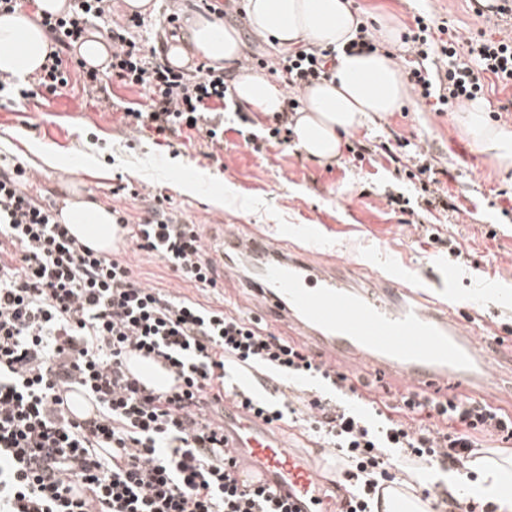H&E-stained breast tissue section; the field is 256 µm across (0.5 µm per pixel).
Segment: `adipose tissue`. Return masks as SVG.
<instances>
[{
    "label": "adipose tissue",
    "instance_id": "adipose-tissue-1",
    "mask_svg": "<svg viewBox=\"0 0 512 512\" xmlns=\"http://www.w3.org/2000/svg\"><path fill=\"white\" fill-rule=\"evenodd\" d=\"M35 5L32 17L0 14V72L23 79L44 64L51 47L37 18L66 12L68 0H36ZM245 10L253 32L273 38L279 46L314 42L340 49L332 78L306 89L305 106L295 118L296 146L307 156L335 158L343 133L367 118L397 111L407 97L403 75L389 56L344 54L360 23L351 0H247ZM198 56L212 67H231L241 56L237 30L224 27L213 16L189 18L186 35L171 38L166 57L171 66L184 67ZM233 86L237 103L248 111L268 115L285 109L284 90L262 75L241 73ZM459 121L479 152L504 162L512 160V129L488 125L482 105L470 104ZM60 221L95 249L110 251L117 240L119 226L111 211L99 204L67 201ZM479 489L494 496L498 512H512V460L485 463Z\"/></svg>",
    "mask_w": 512,
    "mask_h": 512
}]
</instances>
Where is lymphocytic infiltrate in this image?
<instances>
[{
	"instance_id": "lymphocytic-infiltrate-1",
	"label": "lymphocytic infiltrate",
	"mask_w": 512,
	"mask_h": 512,
	"mask_svg": "<svg viewBox=\"0 0 512 512\" xmlns=\"http://www.w3.org/2000/svg\"><path fill=\"white\" fill-rule=\"evenodd\" d=\"M111 12L112 0H69L67 12L41 18L55 49L40 69V86L59 94L75 68L84 87L106 98L110 79H118L147 93L141 107L124 108L126 126L164 136L191 128L223 148L220 107L229 91L223 72L204 63L188 72L144 51L132 35L141 14L106 29L112 45L106 69L71 60L90 21ZM414 22L401 37L410 55L408 79L437 111L481 98L487 80L512 85V31L463 41L444 26L437 40L425 16ZM336 56L335 47L314 44L283 53L280 71L291 95L269 138L286 130L302 90L331 79ZM382 150L389 162L410 160L427 176V207L448 209L430 152L403 137ZM24 178L21 167L0 170V512H289L271 493L236 483L235 461L224 448V406L249 409L276 426L296 410L287 397L271 400L227 382V364L291 379L308 374L344 395L358 394L362 379L316 361L255 318L138 284L126 259L72 236L53 205L27 192ZM115 222L182 280L217 288L220 259L206 251L199 225L169 212L163 196H155L139 223L121 216ZM133 351L163 364L181 387L161 391L129 377L124 362ZM64 388L95 399L93 422L64 415L58 397ZM364 403L363 413L316 395L306 404L308 431L345 466L349 489L337 496L336 512H374L381 490L396 483L394 452L451 472L474 457L476 436L512 439L511 413L467 397L405 391L391 403L373 395ZM75 480L89 498L71 497Z\"/></svg>"
}]
</instances>
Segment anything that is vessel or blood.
Returning a JSON list of instances; mask_svg holds the SVG:
<instances>
[{
  "mask_svg": "<svg viewBox=\"0 0 512 512\" xmlns=\"http://www.w3.org/2000/svg\"><path fill=\"white\" fill-rule=\"evenodd\" d=\"M241 251L250 259L245 287L271 317L293 325L319 347L327 362L347 356L372 366L374 375L401 378L412 391L447 377L478 401L492 384L512 390V375H502L497 347L476 343L479 328L464 327L451 308L421 307L409 287L395 280L362 283L350 268L312 264L263 235L246 234L242 225L225 229V273L233 272V257ZM60 398L72 420L98 413L82 390L61 392ZM224 447L237 461L239 483L273 491L290 512H332L334 501L318 469L263 419L225 411Z\"/></svg>",
  "mask_w": 512,
  "mask_h": 512,
  "instance_id": "obj_1",
  "label": "vessel or blood"
}]
</instances>
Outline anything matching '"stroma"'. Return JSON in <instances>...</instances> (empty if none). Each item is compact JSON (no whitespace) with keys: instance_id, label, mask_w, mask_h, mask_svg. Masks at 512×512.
Instances as JSON below:
<instances>
[{"instance_id":"35a3bbf8","label":"stroma","mask_w":512,"mask_h":512,"mask_svg":"<svg viewBox=\"0 0 512 512\" xmlns=\"http://www.w3.org/2000/svg\"><path fill=\"white\" fill-rule=\"evenodd\" d=\"M353 7L370 34L377 37L386 23L397 30V39L377 37L376 45L399 64L405 57L400 35L417 12H429L435 23H448L466 37L495 30L494 16H476L469 0H353ZM224 23L238 30L244 55L264 60L262 75L280 82L275 42L256 39L235 12ZM24 86L28 97L0 100V139L10 142L5 155L27 169L29 192L44 201L78 197L117 210L134 224L147 216L152 195L161 194L171 212L201 225L207 252L221 249L225 225L244 224L313 261L332 259L367 278L407 281L424 302L476 304L490 336L512 331V163L472 149L460 129L459 108L436 112L409 93L399 110L343 134L335 159L321 160L292 141L254 153L244 132L266 136L272 119L254 112L240 117L233 100L224 113V148L216 152L204 133L193 130L166 138L130 132L120 113L94 104L79 77L58 95L46 93L31 76ZM395 134L426 146L448 168L443 187L454 210L424 212L420 219L441 236L454 237L465 263L450 261L447 246L429 242L408 224L402 203L416 198L414 181L396 175L381 154L360 162L348 151L352 142ZM44 152L58 156V167L43 164ZM123 182L145 187L146 195L117 193ZM113 253L129 262L141 285L246 315L254 308L253 294L235 275L223 277L222 292L202 291L132 244L118 242Z\"/></svg>"}]
</instances>
